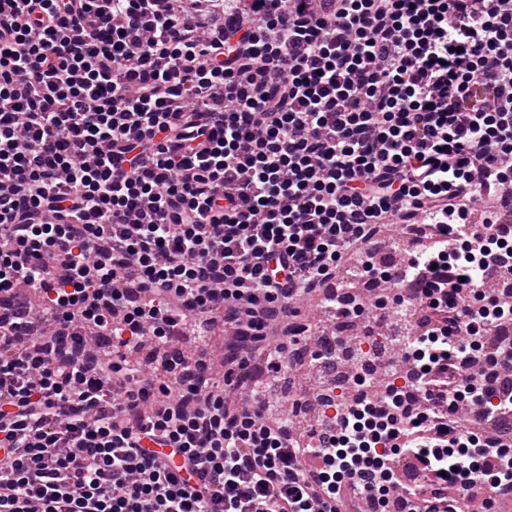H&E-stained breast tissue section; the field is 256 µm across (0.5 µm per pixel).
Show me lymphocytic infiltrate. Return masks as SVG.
I'll use <instances>...</instances> for the list:
<instances>
[{"mask_svg":"<svg viewBox=\"0 0 512 512\" xmlns=\"http://www.w3.org/2000/svg\"><path fill=\"white\" fill-rule=\"evenodd\" d=\"M512 0H0V512H391L392 455L422 512L512 501V434L474 354L512 351ZM426 224L406 270L378 225ZM357 257L424 327L399 339L420 405L375 385L301 444L248 358L172 335L223 320L278 368L269 325ZM53 329L34 335L19 289ZM123 330L115 357L92 331Z\"/></svg>","mask_w":512,"mask_h":512,"instance_id":"obj_1","label":"lymphocytic infiltrate"}]
</instances>
